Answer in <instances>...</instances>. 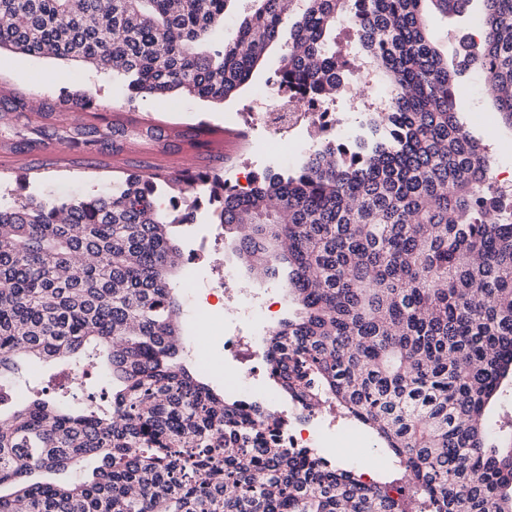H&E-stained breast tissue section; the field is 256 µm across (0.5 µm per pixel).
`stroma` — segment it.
Wrapping results in <instances>:
<instances>
[{"label": "stroma", "instance_id": "35a3bbf8", "mask_svg": "<svg viewBox=\"0 0 512 512\" xmlns=\"http://www.w3.org/2000/svg\"><path fill=\"white\" fill-rule=\"evenodd\" d=\"M482 8L475 0L471 13L463 16H431V34L439 50L450 61H457V39L467 33L477 22ZM280 65L279 49H271L252 82L233 99L213 105L184 96L166 99L131 97L126 87L113 78L111 72L47 56H31L9 49H0V86L9 87V94L0 93V106L20 107L33 125L53 128L68 120L61 105L72 92L83 93L95 103L97 112H140L153 114L160 122L177 123L187 127L204 121L216 126L224 125L236 113L248 111L254 98L268 91V80ZM457 110L473 134L480 139L498 161L501 169L512 170V123L492 109V102L476 78L474 71H466L456 93ZM251 148L241 153L238 169L241 173L257 172L265 167H292L301 159L302 148L283 145L270 147L262 131L247 129ZM9 152L17 160V173L34 177L29 187L31 193L42 196H75L111 189L114 174L87 165L83 156H76L70 170H56L46 165V150L31 151L20 145H11ZM185 254H199L198 263H184L178 272L180 284L193 287L192 297L185 301L183 320L193 315L206 314L209 322L203 325L202 335L209 341L210 352L216 363L224 361V310L228 300L221 298L218 290L225 273H232L242 287L250 291L251 301L279 302L287 305L288 297L282 286L267 279H256L241 265L232 251L230 240L218 236L207 217L197 223L185 224L177 229ZM63 362L44 360L22 363L13 377L17 396L23 397L42 388L61 382ZM376 457L386 464L395 478H402L404 470L386 451L382 441L371 430H364L361 447L337 449L330 461L356 473H366L369 457Z\"/></svg>", "mask_w": 512, "mask_h": 512}]
</instances>
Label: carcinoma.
<instances>
[{
	"label": "carcinoma",
	"mask_w": 512,
	"mask_h": 512,
	"mask_svg": "<svg viewBox=\"0 0 512 512\" xmlns=\"http://www.w3.org/2000/svg\"><path fill=\"white\" fill-rule=\"evenodd\" d=\"M235 0H0V49L105 63L135 96L223 103L271 47L303 95L336 87L341 0H246L237 34L215 30ZM472 0H351L354 52L394 96L356 132L242 187L212 168L126 173L112 190L37 198L30 175L0 202V512H408L354 471L290 448L183 359L172 236L205 210L239 237L249 271L294 303L266 336L280 391L331 399L372 429L424 487L429 512H512V448L485 408L512 374V212L491 193L488 156L456 112L457 81L481 74L512 120V0H482L480 43L448 69L428 8ZM0 113L24 145L93 151L155 128L72 122L48 132ZM107 350L119 387L43 389L12 401L22 356ZM84 458L87 479L32 480Z\"/></svg>",
	"instance_id": "1"
}]
</instances>
